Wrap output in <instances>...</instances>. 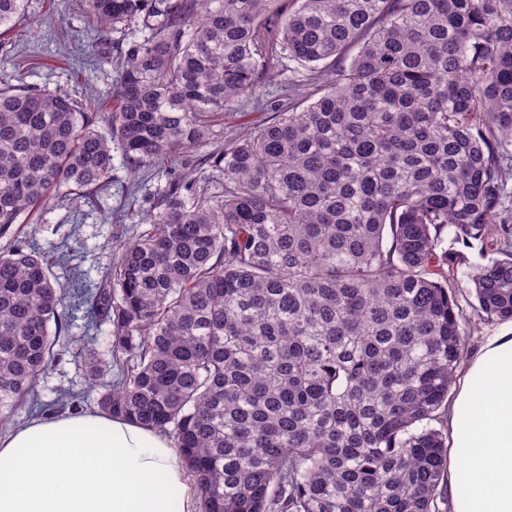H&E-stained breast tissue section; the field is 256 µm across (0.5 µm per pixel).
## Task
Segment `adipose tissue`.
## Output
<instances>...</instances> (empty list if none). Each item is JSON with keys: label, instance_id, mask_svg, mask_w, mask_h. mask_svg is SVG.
<instances>
[{"label": "adipose tissue", "instance_id": "adipose-tissue-1", "mask_svg": "<svg viewBox=\"0 0 512 512\" xmlns=\"http://www.w3.org/2000/svg\"><path fill=\"white\" fill-rule=\"evenodd\" d=\"M451 512H512V322L486 336L446 410ZM0 512H199L173 442L100 413L0 433Z\"/></svg>", "mask_w": 512, "mask_h": 512}]
</instances>
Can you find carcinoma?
I'll return each mask as SVG.
<instances>
[{"instance_id": "carcinoma-1", "label": "carcinoma", "mask_w": 512, "mask_h": 512, "mask_svg": "<svg viewBox=\"0 0 512 512\" xmlns=\"http://www.w3.org/2000/svg\"><path fill=\"white\" fill-rule=\"evenodd\" d=\"M27 2L0 0V28ZM295 2L85 0L102 36L162 17L117 107L0 86V425L37 400L76 300L112 325L99 411L171 438L202 512H448L430 422L467 331L437 249L494 234L471 294L512 320V0ZM284 56L337 79L206 158L221 193L170 183L103 285L12 244L51 199L108 188L112 142L133 170L171 161Z\"/></svg>"}]
</instances>
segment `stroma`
Here are the masks:
<instances>
[{
	"instance_id": "35a3bbf8",
	"label": "stroma",
	"mask_w": 512,
	"mask_h": 512,
	"mask_svg": "<svg viewBox=\"0 0 512 512\" xmlns=\"http://www.w3.org/2000/svg\"><path fill=\"white\" fill-rule=\"evenodd\" d=\"M128 48L127 36L114 32L101 38L89 31L82 0H28L26 19L0 35V57L11 56L17 62L16 68L6 71V82L46 86L76 100L94 102L104 112L113 109ZM330 80L331 72L324 67L282 61L262 72L256 95L240 98L225 112L223 123L211 128L205 143L185 151L172 166L130 172L122 160L120 146H113L112 182L108 190L88 201L75 195L52 201L42 223L25 228L23 239L28 249L55 255L70 246L77 248L78 263L88 287L100 286L105 271L117 260L118 245L134 238L136 226L131 215L147 218L169 183L188 173L210 192H220L224 179L205 164L206 155L271 119L279 106L291 100L284 93L287 83L299 81L317 89ZM291 101L303 107L309 98L302 95ZM440 248L448 253L449 268L460 272L483 266L493 256L491 240L486 236L462 241L448 231ZM109 330V324L92 326L83 311L73 312L63 338L67 349L38 384L42 403L81 393L85 396L83 410H95L84 344L88 337H97L99 357L109 361Z\"/></svg>"
}]
</instances>
